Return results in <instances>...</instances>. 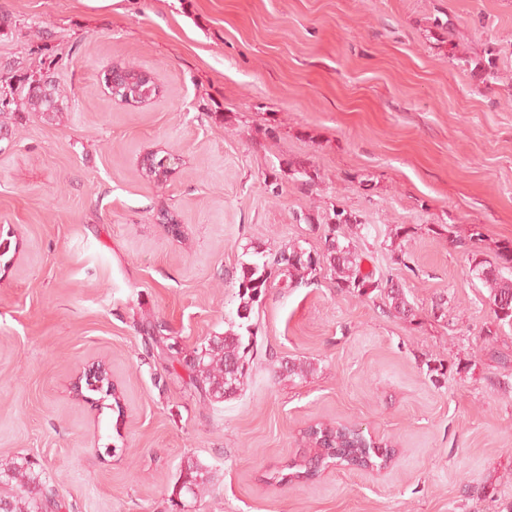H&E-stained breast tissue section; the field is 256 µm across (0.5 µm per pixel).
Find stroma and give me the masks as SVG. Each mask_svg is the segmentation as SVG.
<instances>
[{"label":"stroma","instance_id":"obj_1","mask_svg":"<svg viewBox=\"0 0 512 512\" xmlns=\"http://www.w3.org/2000/svg\"><path fill=\"white\" fill-rule=\"evenodd\" d=\"M455 45L494 49L500 80L482 84ZM113 66L150 73L156 95L114 100ZM27 78L58 84L69 110L50 125L14 103L0 142V457L35 462L61 512H170L190 459L211 476L190 512L512 502V328L487 335V292L449 240L482 225L490 261L512 240V0H0V79ZM149 152L179 156L166 181L144 176ZM291 161L317 184L291 179ZM336 208L364 223L362 272L402 285L414 318L326 271L274 286L243 390L200 402L141 322L187 350L224 333L240 263L297 240L321 250L298 216ZM282 359L312 370L282 376ZM97 361L116 397H76ZM336 422L393 460L269 481L310 425Z\"/></svg>","mask_w":512,"mask_h":512}]
</instances>
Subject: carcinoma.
I'll return each mask as SVG.
<instances>
[{
    "label": "carcinoma",
    "mask_w": 512,
    "mask_h": 512,
    "mask_svg": "<svg viewBox=\"0 0 512 512\" xmlns=\"http://www.w3.org/2000/svg\"><path fill=\"white\" fill-rule=\"evenodd\" d=\"M466 64H474V74L488 84L500 79L494 63V51L488 49L485 56L474 61L463 58ZM34 80H29V89L23 95L25 108L45 119L50 124H61L67 107L64 97L58 92L41 94L30 89ZM111 94L127 103L150 99L154 91L141 81L128 83L123 87L111 88ZM296 179L305 186H312L319 179L316 169L302 163L294 167ZM362 225L359 215L345 209H335L321 219L324 227V245L321 252H312L300 243H292L276 253H257L251 261L240 264L236 276L239 304L236 319L222 336H211L188 353L175 348V344L165 345L168 358L182 356L184 365L190 371V384L209 402H222L237 395L245 378L249 375L250 360L254 352V330L252 314L255 304L262 301L268 288L277 278L282 277L291 283L293 279L303 280L316 277L323 269L331 272L336 287L359 296H369L378 291L388 300L389 309L407 317L412 314L411 303L403 289L396 285L382 286L381 280L371 272L360 269L361 257L346 235V230ZM483 227L472 224L467 235L456 237L452 243L471 253L472 273L487 290L488 303L493 313L495 326L512 327V241L499 245L495 262L480 257L474 244L483 240ZM280 372L291 378L304 377L311 371V364L295 360H282ZM306 437L315 449L318 468L312 469L305 461L293 462L285 466L288 473L279 470L271 479L278 483L293 480L311 479L321 469L331 463L342 466L382 468L395 455V449L376 445L363 434L357 433L338 423L328 425L318 423L308 427ZM35 463L30 460L20 462L0 460V512H44L52 506L62 508V504L49 497L41 474L35 472ZM188 479L189 486L181 488V496L197 499L207 491L210 483L208 471L193 460L180 472L179 479Z\"/></svg>",
    "instance_id": "obj_1"
}]
</instances>
